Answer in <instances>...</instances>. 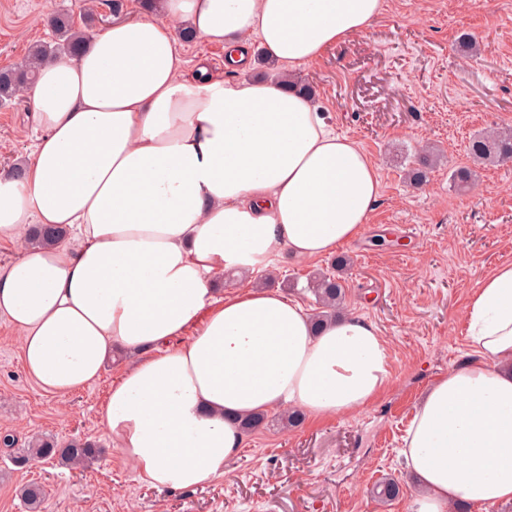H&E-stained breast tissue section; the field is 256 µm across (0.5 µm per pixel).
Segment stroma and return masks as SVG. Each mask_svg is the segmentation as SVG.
<instances>
[{"label": "stroma", "mask_w": 512, "mask_h": 512, "mask_svg": "<svg viewBox=\"0 0 512 512\" xmlns=\"http://www.w3.org/2000/svg\"><path fill=\"white\" fill-rule=\"evenodd\" d=\"M90 4L109 26L104 0H0V69L48 39L50 13L77 15ZM464 33L478 42L476 55L458 51ZM179 51L186 79L204 67L229 73L223 48L196 38ZM290 76L313 86L336 133L377 166L381 197L361 237L338 252L350 260L345 314L387 341L388 389L354 416L245 436L224 477L196 490H159L137 479L99 417L126 354L113 353L83 389L47 393L24 370L20 340L0 316V435L22 445L43 433L102 450L74 471L47 461L18 468L0 447V512H26L18 489L29 482L46 487L42 512H409L417 483L398 450L416 403L437 375L474 361L464 308L485 274L512 262V162L478 163L467 153L474 136L512 131V0H383L367 31ZM34 144L27 99L0 106V166L26 160ZM427 148L441 161L426 182L409 185L405 172ZM461 166L473 182L456 190L451 174ZM332 262L284 256L270 271L229 275L225 284L244 290L270 274L271 289L312 310L307 281ZM388 475L400 495L382 505L371 489Z\"/></svg>", "instance_id": "stroma-1"}]
</instances>
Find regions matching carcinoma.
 Returning <instances> with one entry per match:
<instances>
[{
  "label": "carcinoma",
  "mask_w": 512,
  "mask_h": 512,
  "mask_svg": "<svg viewBox=\"0 0 512 512\" xmlns=\"http://www.w3.org/2000/svg\"><path fill=\"white\" fill-rule=\"evenodd\" d=\"M93 20L94 14L89 12L86 14L85 25L78 27L69 14L51 16L47 23L53 32L54 40L31 45L22 64L0 69V105L11 103L23 89L31 86L35 82L38 69L44 63L61 56H78L94 36ZM469 154L482 161H511L512 134L499 133L476 137L469 143ZM66 234L67 230L60 226L36 225L29 233L27 244L32 248L49 246L64 239ZM308 291L314 296L316 305L321 308V311L315 314V327L320 328L337 319L346 297L345 286L340 278L333 273H316L309 278ZM303 421L304 415L296 409L271 420L264 412L254 413L240 419L239 426L243 434L249 435L271 425H277L282 429L296 428ZM102 452L103 449L89 441L75 439L61 445L50 437L33 436L26 442L23 451L10 455V459L18 467L36 458L54 460L72 467L96 458ZM372 494L378 502L387 504L398 498L400 487L395 479L386 478L373 487ZM20 496L29 512H39L46 490L41 484L30 483L21 488Z\"/></svg>",
  "instance_id": "carcinoma-1"
}]
</instances>
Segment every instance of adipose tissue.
I'll return each mask as SVG.
<instances>
[{
  "label": "adipose tissue",
  "mask_w": 512,
  "mask_h": 512,
  "mask_svg": "<svg viewBox=\"0 0 512 512\" xmlns=\"http://www.w3.org/2000/svg\"><path fill=\"white\" fill-rule=\"evenodd\" d=\"M164 18L112 23L79 56L42 65L37 142L0 172V315L27 373L66 395L130 356L101 421L137 477L191 490L243 446L237 418L364 411L390 382L386 340L346 317L315 329L298 301L215 286L281 251L299 261L358 239L380 199L375 163L308 94L263 78L183 79L179 29L248 67L250 47L294 68L364 32L382 0H160ZM34 224L72 232L30 248ZM478 363L427 388L400 450L410 512L512 500V262L465 309Z\"/></svg>",
  "instance_id": "1"
}]
</instances>
